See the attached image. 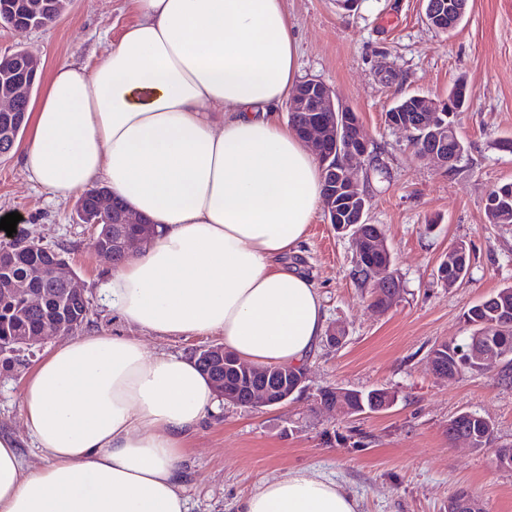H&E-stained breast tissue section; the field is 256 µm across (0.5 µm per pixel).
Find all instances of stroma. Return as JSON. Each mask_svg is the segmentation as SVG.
I'll list each match as a JSON object with an SVG mask.
<instances>
[{"label": "stroma", "instance_id": "1", "mask_svg": "<svg viewBox=\"0 0 512 512\" xmlns=\"http://www.w3.org/2000/svg\"><path fill=\"white\" fill-rule=\"evenodd\" d=\"M299 44L303 79H318L356 112L363 134L387 167L371 174L366 221L380 225L393 254L401 295L390 309L371 304L355 280V246L317 211L299 254L289 261L318 289L328 326L345 330L341 344L320 341L302 367V392L273 407L222 403L185 440L181 467L189 512H234L237 498L259 482L294 470L334 480L358 502V512H448V499L469 490L486 512H512V471L496 469L490 449L448 436L461 412L488 419L495 445L512 444V384L494 364L455 379L437 378L427 355L433 345L463 343L467 310L512 285V226L488 223V193L512 182V152L497 142L512 137V0H469L461 24L444 34L430 28L421 0H359L346 11L336 0H284ZM125 0H68L54 24L17 34L0 27V56L22 48L43 73L63 62L94 64L130 22ZM384 70L399 82L382 84ZM470 91L458 133L467 151L454 168L418 160L405 134L385 112L400 97L446 96L455 81ZM21 216L18 232L61 252L84 282L90 314L83 334L140 338L150 349L193 356L220 344L211 336H153L112 313L99 296L110 260L94 247L96 233L80 223L76 203L56 201L30 181L19 150L0 158V217ZM470 246L463 281L446 286L438 266L457 241ZM0 355V432L11 434L30 468L46 464L20 413L25 379L55 346ZM395 396L391 408L362 415L320 405L326 388Z\"/></svg>", "mask_w": 512, "mask_h": 512}]
</instances>
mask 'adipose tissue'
<instances>
[{
    "label": "adipose tissue",
    "instance_id": "adipose-tissue-1",
    "mask_svg": "<svg viewBox=\"0 0 512 512\" xmlns=\"http://www.w3.org/2000/svg\"><path fill=\"white\" fill-rule=\"evenodd\" d=\"M135 20L95 65L59 64L31 107L29 180L59 201L106 185L157 227L99 293L158 336L221 335L258 366H295L326 314L288 267L322 198L316 157L278 107L298 83L283 0H127ZM194 359L106 332L57 343L24 383L28 469L0 434V512H188L181 448L215 411ZM336 481L296 470L236 512H356Z\"/></svg>",
    "mask_w": 512,
    "mask_h": 512
}]
</instances>
